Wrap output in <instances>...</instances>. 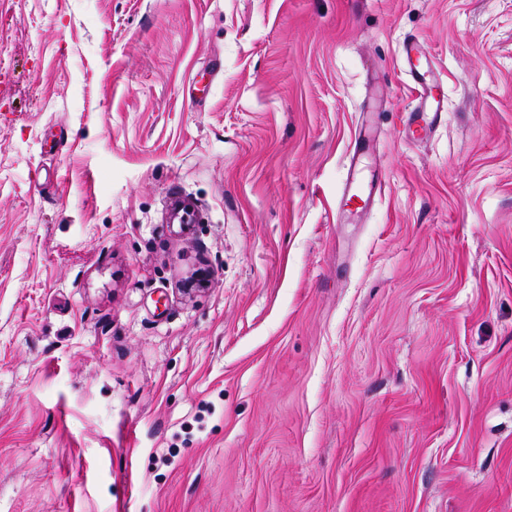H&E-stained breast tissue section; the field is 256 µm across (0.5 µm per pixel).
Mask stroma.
Returning <instances> with one entry per match:
<instances>
[{"mask_svg": "<svg viewBox=\"0 0 512 512\" xmlns=\"http://www.w3.org/2000/svg\"><path fill=\"white\" fill-rule=\"evenodd\" d=\"M0 512H512V0H0ZM402 60L416 90L420 112L410 113L405 122L409 138H421L430 127L439 122L445 112L444 98L439 93L442 85L435 76L433 63L423 45L414 38L404 40ZM382 190L381 182H377L376 184H371L368 190V194L365 195L361 190L360 183L353 176H348L344 192L342 195V199L346 201V203H359L364 202L365 206L368 203V200L371 196L376 195L377 193L380 195ZM364 206V207H365Z\"/></svg>", "mask_w": 512, "mask_h": 512, "instance_id": "35a3bbf8", "label": "stroma"}]
</instances>
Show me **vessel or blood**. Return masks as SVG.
<instances>
[{
  "label": "vessel or blood",
  "instance_id": "1",
  "mask_svg": "<svg viewBox=\"0 0 512 512\" xmlns=\"http://www.w3.org/2000/svg\"><path fill=\"white\" fill-rule=\"evenodd\" d=\"M402 60L412 80L419 112L409 114L405 125L410 138L426 135L430 127L439 122L445 112L444 98L440 94L441 85L435 75L434 67L428 61L423 45L416 39H405L402 47ZM381 184H373L369 190H362L355 177H348L342 198L349 203L368 202L370 196L380 193Z\"/></svg>",
  "mask_w": 512,
  "mask_h": 512
}]
</instances>
